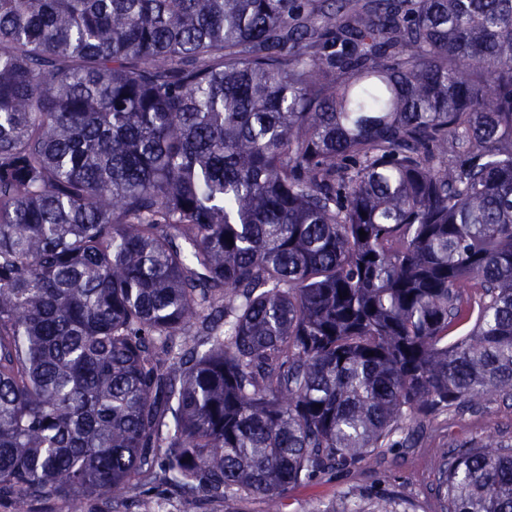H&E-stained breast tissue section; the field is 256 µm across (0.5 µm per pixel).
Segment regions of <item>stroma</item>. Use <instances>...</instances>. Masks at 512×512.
I'll list each match as a JSON object with an SVG mask.
<instances>
[{
  "label": "stroma",
  "mask_w": 512,
  "mask_h": 512,
  "mask_svg": "<svg viewBox=\"0 0 512 512\" xmlns=\"http://www.w3.org/2000/svg\"><path fill=\"white\" fill-rule=\"evenodd\" d=\"M403 448L372 455L355 467L336 470L288 490L284 512H316L343 493L364 508L383 496L400 497L403 512H440L435 461L441 449L480 445L494 439L512 444V400L497 399L459 413L412 424Z\"/></svg>",
  "instance_id": "1"
}]
</instances>
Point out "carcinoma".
<instances>
[{
    "instance_id": "cac0c4a2",
    "label": "carcinoma",
    "mask_w": 512,
    "mask_h": 512,
    "mask_svg": "<svg viewBox=\"0 0 512 512\" xmlns=\"http://www.w3.org/2000/svg\"><path fill=\"white\" fill-rule=\"evenodd\" d=\"M494 395L512 0H0V506L282 512ZM437 471L512 512L511 446Z\"/></svg>"
}]
</instances>
